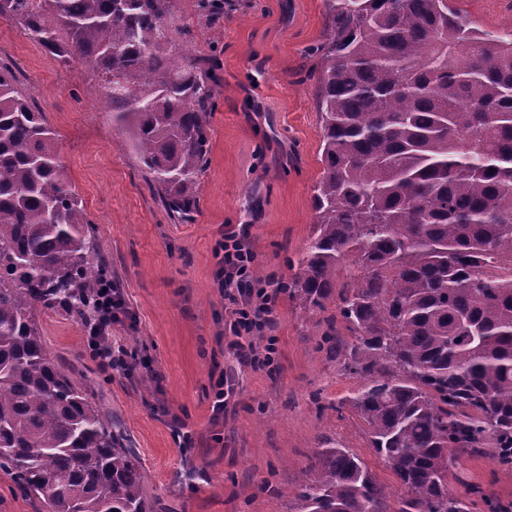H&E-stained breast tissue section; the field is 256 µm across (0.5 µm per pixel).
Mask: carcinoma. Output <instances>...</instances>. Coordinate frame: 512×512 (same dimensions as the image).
<instances>
[{
    "label": "carcinoma",
    "mask_w": 512,
    "mask_h": 512,
    "mask_svg": "<svg viewBox=\"0 0 512 512\" xmlns=\"http://www.w3.org/2000/svg\"><path fill=\"white\" fill-rule=\"evenodd\" d=\"M449 2L330 0L317 220L289 291L313 311L339 290L325 336L359 386L327 408L364 423L402 493L327 439L288 512H471L475 497L512 512L476 485L448 489L459 451L512 465V29H479ZM172 8L0 0V19L92 64L153 192L188 223L213 75L176 43ZM89 224L44 112L0 67V471L49 512H153L136 456L34 316L80 312L110 273Z\"/></svg>",
    "instance_id": "cac0c4a2"
}]
</instances>
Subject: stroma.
<instances>
[{
    "instance_id": "1",
    "label": "stroma",
    "mask_w": 512,
    "mask_h": 512,
    "mask_svg": "<svg viewBox=\"0 0 512 512\" xmlns=\"http://www.w3.org/2000/svg\"><path fill=\"white\" fill-rule=\"evenodd\" d=\"M457 6L482 29L512 27V10L497 0ZM328 12L327 0H224L210 25L197 0H175L176 41L219 62L208 162L189 224L170 219L152 193L92 68L47 54L18 24L0 20V66L16 71L21 90L44 112L132 315L114 325L112 337L149 367L103 368L76 316L41 307L34 315L51 357L136 454L155 512H288L327 438L357 453L391 497L402 492L369 448L361 421L328 408L358 384L323 342V319L335 314L338 298L309 312L281 293L276 323L258 341L273 344L270 362L241 365L214 283L215 244L227 224L246 225L264 281L288 282L299 269L322 174L317 48ZM231 366L234 391L218 419L213 386ZM458 472L453 493L478 484L512 501V468L464 455Z\"/></svg>"
}]
</instances>
